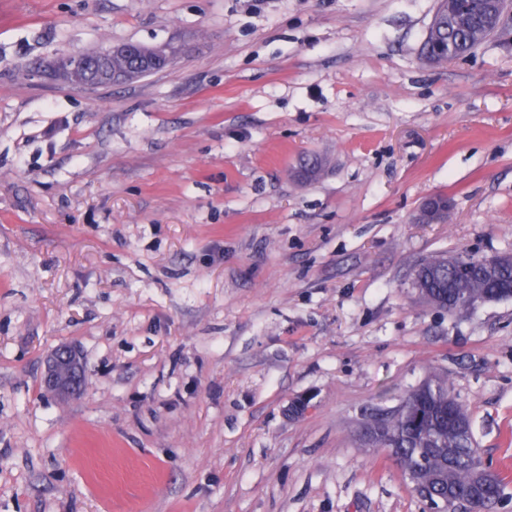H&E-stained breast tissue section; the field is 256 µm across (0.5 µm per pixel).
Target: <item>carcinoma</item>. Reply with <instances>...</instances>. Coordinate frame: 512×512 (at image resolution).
Returning a JSON list of instances; mask_svg holds the SVG:
<instances>
[{"mask_svg": "<svg viewBox=\"0 0 512 512\" xmlns=\"http://www.w3.org/2000/svg\"><path fill=\"white\" fill-rule=\"evenodd\" d=\"M488 39L483 26L469 17L458 15L443 27L429 29L421 49L423 59L430 63L446 61L444 53L435 52L436 45L464 57ZM112 75L123 82L142 76L135 60L115 55ZM413 280L428 289L432 305L448 306V313L469 311L471 300L498 302L512 298V259L489 265L483 258H469L461 272L448 263L445 255H433L422 260L413 273ZM426 389L406 392L393 410H375L364 426L377 421L398 436L395 447L385 448V455L407 474H416L433 501L441 500L452 484L465 498L473 485V467L479 457L474 448L473 434L448 424V400L454 399L447 379L434 374L426 380ZM502 497V481L494 476L485 483L480 507L493 512Z\"/></svg>", "mask_w": 512, "mask_h": 512, "instance_id": "cac0c4a2", "label": "carcinoma"}]
</instances>
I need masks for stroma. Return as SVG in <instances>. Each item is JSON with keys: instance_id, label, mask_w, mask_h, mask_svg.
I'll use <instances>...</instances> for the list:
<instances>
[{"instance_id": "1", "label": "stroma", "mask_w": 512, "mask_h": 512, "mask_svg": "<svg viewBox=\"0 0 512 512\" xmlns=\"http://www.w3.org/2000/svg\"><path fill=\"white\" fill-rule=\"evenodd\" d=\"M436 8L0 0V512H429L359 430L433 372L512 512V299L410 282L512 253V44L426 63ZM123 41L177 54L38 74ZM62 345L75 399L43 385ZM151 50L156 49L145 47L144 50L136 44L122 43L109 45L106 50L92 58L78 54L57 55L41 72H45L49 77L60 80L68 85H103L91 80L93 74L105 79V84L112 83V76H115V82H123L146 75H143L141 70L135 65V60L122 55L113 56V53L122 52L125 54L137 51L140 52L144 65L152 66L158 62L159 58L150 52ZM105 71H108L107 78L104 75Z\"/></svg>"}]
</instances>
